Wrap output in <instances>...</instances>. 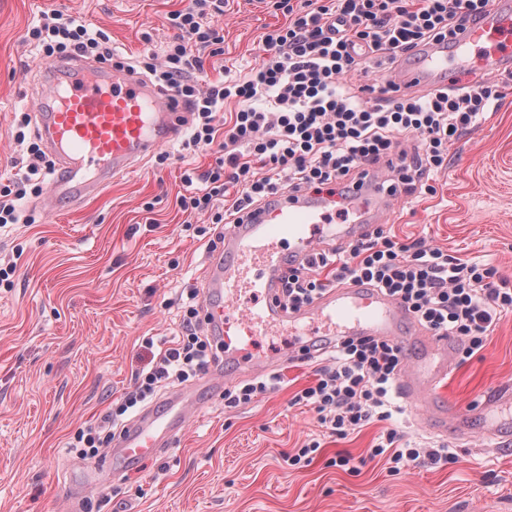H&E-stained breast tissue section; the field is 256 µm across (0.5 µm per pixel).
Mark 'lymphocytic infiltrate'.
<instances>
[{"label":"lymphocytic infiltrate","mask_w":512,"mask_h":512,"mask_svg":"<svg viewBox=\"0 0 512 512\" xmlns=\"http://www.w3.org/2000/svg\"><path fill=\"white\" fill-rule=\"evenodd\" d=\"M489 0H280L288 21L264 35L263 57L242 76L200 85L204 61L197 46L223 43L207 22L224 11V0H189L172 12L176 34L161 63L144 68L157 86L175 91L190 107L189 148L215 153L205 170L185 171L189 194L183 211L212 212L216 224H232L243 209L287 188L346 197L362 185L373 164L398 170L406 195H435L432 172L448 164L450 146L478 125L501 98L499 84L482 75L463 88L433 87L405 92L395 86L392 63L425 42L455 41L483 14ZM42 57L115 59L101 30L52 12L28 32ZM235 112L225 113L226 102ZM29 113H21L16 140L22 145L23 173L0 187V229L18 223L16 203L38 194L52 161L27 142ZM230 198L224 211L216 203ZM347 281H364L405 302L417 321L435 334L462 340L465 355L481 350L501 315L512 311V282L494 267L451 256L426 238L402 240L376 228L365 241L319 251L292 268L282 298L295 308ZM199 292L174 336L146 338L149 361L137 373L121 405L129 410L173 381L197 376L219 360L210 336L199 330ZM404 353L387 339H349L319 367L313 382L297 391L292 405L309 408L320 427L344 438L396 409L394 387ZM385 459L389 472L448 465L447 445L412 440L388 428L368 450Z\"/></svg>","instance_id":"f902f5d3"}]
</instances>
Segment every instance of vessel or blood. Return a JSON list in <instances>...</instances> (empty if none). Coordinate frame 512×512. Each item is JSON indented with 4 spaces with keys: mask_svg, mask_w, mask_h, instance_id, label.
I'll return each instance as SVG.
<instances>
[{
    "mask_svg": "<svg viewBox=\"0 0 512 512\" xmlns=\"http://www.w3.org/2000/svg\"><path fill=\"white\" fill-rule=\"evenodd\" d=\"M472 56L485 70L512 71V0H491L481 23L456 46L431 43L414 49L411 61L396 64L393 81L403 89L443 85ZM42 72L33 117L46 151L56 160L54 202L98 195L115 176L175 141L184 126L187 104L137 75L78 57L44 64ZM392 199L372 174L347 196L349 214L340 224L330 216L333 197L324 193L287 191L272 204L240 213L202 277L203 327L223 347L224 360L130 422L113 444L110 474L172 447L187 425L189 409L222 395L225 375L268 371L301 357L307 348L325 352L337 340L356 336L387 338L405 350L397 395L429 432L459 440L512 437V388L488 394L475 405L451 403L444 386L459 339L424 329L399 300L349 282L299 311L282 308L279 288L289 262L309 259L321 244L360 241L374 225L386 223ZM275 330L292 333L287 354L253 355V341Z\"/></svg>",
    "mask_w": 512,
    "mask_h": 512,
    "instance_id": "vessel-or-blood-1",
    "label": "vessel or blood"
}]
</instances>
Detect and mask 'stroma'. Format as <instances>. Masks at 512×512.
Returning a JSON list of instances; mask_svg holds the SVG:
<instances>
[{"label": "stroma", "mask_w": 512, "mask_h": 512, "mask_svg": "<svg viewBox=\"0 0 512 512\" xmlns=\"http://www.w3.org/2000/svg\"><path fill=\"white\" fill-rule=\"evenodd\" d=\"M275 0H224L213 24L224 52L201 49L203 80L237 74L263 55L262 36L284 24ZM182 0H0V186L20 155L16 119L34 107L40 53L27 39L42 14L56 10L108 33L128 58L162 57ZM502 98L448 151L433 177L436 195L396 196L389 224L401 237H427L454 257L495 267L512 282V79ZM165 164L147 159L98 197L50 206L28 199L32 224L0 232V259L13 260L11 287L0 286V512H512V442L449 440L456 463L390 475L367 450L376 422L346 438L325 436L316 416L291 405L315 367L287 364V382L255 402L223 400L191 412L186 431L165 454L71 505L66 491L85 469H104L107 450L77 456L75 432L116 409L148 354L142 340L169 336L179 324L183 288L201 282L216 250L206 214L183 212L184 170L212 156L168 146ZM512 386V313L502 315L484 348L458 358L449 401L465 407ZM317 438L321 453L305 468L286 453ZM359 460L357 472L336 454Z\"/></svg>", "instance_id": "stroma-1"}]
</instances>
